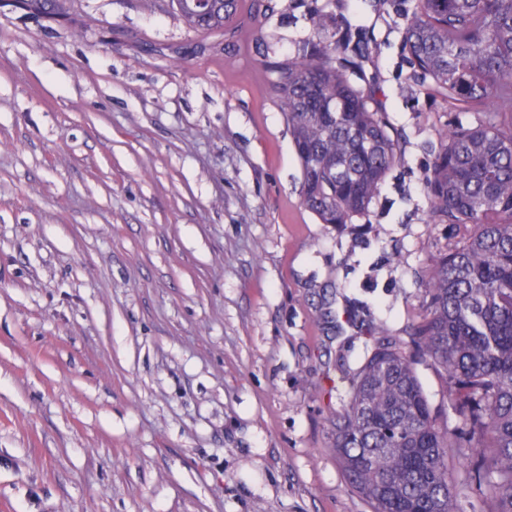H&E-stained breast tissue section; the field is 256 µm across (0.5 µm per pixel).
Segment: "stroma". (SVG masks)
Masks as SVG:
<instances>
[{
  "instance_id": "stroma-1",
  "label": "stroma",
  "mask_w": 512,
  "mask_h": 512,
  "mask_svg": "<svg viewBox=\"0 0 512 512\" xmlns=\"http://www.w3.org/2000/svg\"><path fill=\"white\" fill-rule=\"evenodd\" d=\"M415 0H279L364 29L354 83L398 141L366 215L322 224L252 42L225 50L174 0H0V512H370L330 423L387 333L411 345L421 274L463 237L429 216L437 131L403 45Z\"/></svg>"
}]
</instances>
